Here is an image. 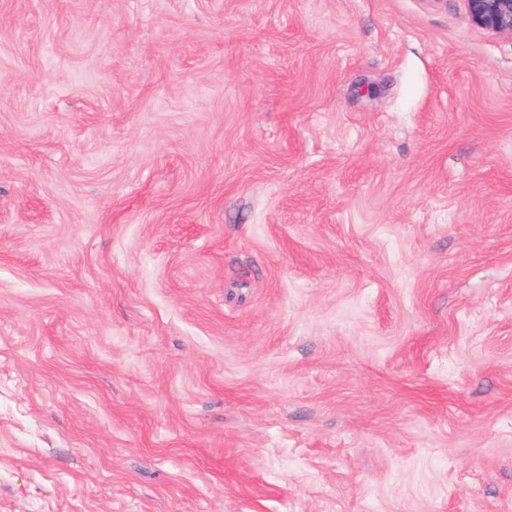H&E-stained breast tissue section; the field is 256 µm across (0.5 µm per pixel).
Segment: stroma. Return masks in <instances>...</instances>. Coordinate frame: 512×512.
<instances>
[{"instance_id": "obj_1", "label": "stroma", "mask_w": 512, "mask_h": 512, "mask_svg": "<svg viewBox=\"0 0 512 512\" xmlns=\"http://www.w3.org/2000/svg\"><path fill=\"white\" fill-rule=\"evenodd\" d=\"M0 512H512V34L0 0Z\"/></svg>"}]
</instances>
